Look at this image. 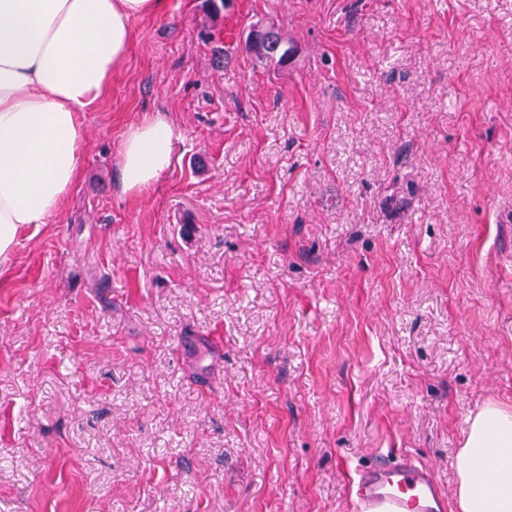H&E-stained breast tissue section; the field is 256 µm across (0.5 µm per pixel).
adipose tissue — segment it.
Segmentation results:
<instances>
[{
    "label": "adipose tissue",
    "mask_w": 512,
    "mask_h": 512,
    "mask_svg": "<svg viewBox=\"0 0 512 512\" xmlns=\"http://www.w3.org/2000/svg\"><path fill=\"white\" fill-rule=\"evenodd\" d=\"M167 0H0V263L21 228L60 212L78 180L80 114L112 82L132 23ZM178 135L165 117L128 127L120 172L139 196L173 163ZM458 512H512V408L487 402L456 458Z\"/></svg>",
    "instance_id": "adipose-tissue-1"
}]
</instances>
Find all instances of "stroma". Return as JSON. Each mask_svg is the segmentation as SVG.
<instances>
[{"instance_id":"1","label":"stroma","mask_w":512,"mask_h":512,"mask_svg":"<svg viewBox=\"0 0 512 512\" xmlns=\"http://www.w3.org/2000/svg\"><path fill=\"white\" fill-rule=\"evenodd\" d=\"M267 21L288 67L245 50ZM133 30L65 208L0 268V512H348L393 452L455 498L469 417L512 407V0ZM157 115L175 159L134 198L122 135Z\"/></svg>"}]
</instances>
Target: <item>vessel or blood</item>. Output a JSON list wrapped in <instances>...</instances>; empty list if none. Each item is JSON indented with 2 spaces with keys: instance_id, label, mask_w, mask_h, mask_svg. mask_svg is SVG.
Segmentation results:
<instances>
[{
  "instance_id": "vessel-or-blood-1",
  "label": "vessel or blood",
  "mask_w": 512,
  "mask_h": 512,
  "mask_svg": "<svg viewBox=\"0 0 512 512\" xmlns=\"http://www.w3.org/2000/svg\"><path fill=\"white\" fill-rule=\"evenodd\" d=\"M353 512H448L429 466L402 455L362 470Z\"/></svg>"
}]
</instances>
